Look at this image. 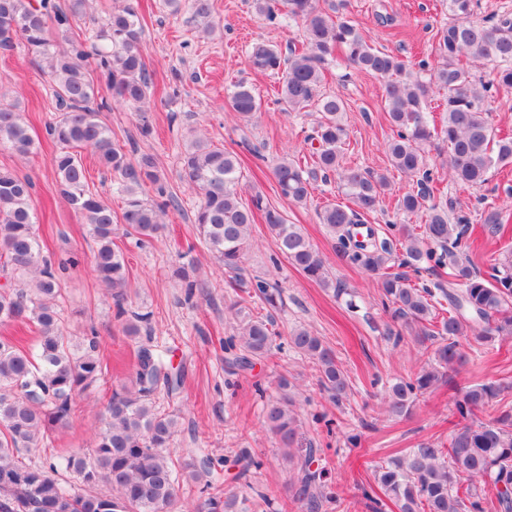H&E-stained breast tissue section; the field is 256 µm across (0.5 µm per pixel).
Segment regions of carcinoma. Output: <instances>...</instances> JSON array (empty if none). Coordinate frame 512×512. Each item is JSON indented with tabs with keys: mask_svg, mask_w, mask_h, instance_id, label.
I'll return each instance as SVG.
<instances>
[{
	"mask_svg": "<svg viewBox=\"0 0 512 512\" xmlns=\"http://www.w3.org/2000/svg\"><path fill=\"white\" fill-rule=\"evenodd\" d=\"M449 21L436 29L431 56L418 61L375 47L348 10L347 0H252L256 16L271 25L300 31L288 55L265 42L246 51L245 64L253 71L279 76L280 103L286 112L309 107L320 113L309 140L317 143L312 165L281 157L273 175L281 195L294 203L310 196L312 182L338 176V190L348 203H330L318 213L336 251L351 264L379 276L380 288L391 311L388 334L397 338L405 329L429 343L431 362L419 372L399 377L387 388L388 412L403 417L416 400L441 382H449L466 358L458 337L472 335L479 345L512 337V247H505L490 271L483 274L464 252L470 249L465 215L448 218V205L430 202L432 170L425 166V148L440 140L448 145V175L453 182L483 186L492 174L512 168V136H501L489 120L492 104L512 102V16L493 14L471 20L478 0H445ZM171 15L190 7L198 31L214 30L213 0H163ZM87 0H0V50L19 44L46 63L58 115L46 127L57 146L51 165L60 193L86 220L95 243L93 267L111 292L115 318L127 333L146 342L139 345L130 383L112 390L102 427L91 448L51 453L41 464L24 453L47 447L51 435L70 421L79 393L97 385L107 368L99 356L95 329L76 343L65 336L60 312L61 277L35 234L33 181L12 170L0 169V270L9 274L0 285V323L34 328V348L16 345L0 336V512H236V497L224 494V459L204 454L175 465L164 449L178 431L179 416L161 410L156 394L179 393L182 371L152 345L149 313L126 307L128 267L124 253L114 248L116 224L112 207L86 183L81 151L89 152L115 175L123 197L122 223L127 234L142 245L163 227V217L179 207L177 195L151 154L134 157L112 141L111 128L101 120L107 102L98 100L106 87L112 98L141 113L140 134H153L147 112L152 74L145 60L143 24L135 0L112 9L86 39L74 36L58 48L47 33H63L85 19ZM343 56L355 71L383 80L382 104L393 130L387 145L392 168L416 179L417 190L403 193L398 210L421 221L420 232L402 227L393 237L370 233L358 239L355 226L377 212L388 175L344 167L341 158L347 131L342 123L346 102L325 90V72ZM489 65L492 77L478 79L472 68ZM232 111L251 119L261 110V98L245 81L232 85L227 95ZM0 147L19 156L33 153L34 141L17 105L0 94ZM179 178L199 196L193 224L199 239L224 270H242L249 248L250 227L260 219L274 237L282 255L309 279L325 288L336 286L321 253L296 224L256 193L242 202L241 162L221 147L192 137L181 155ZM153 195H143L144 187ZM484 228L496 234L503 211L490 206ZM448 270V285L414 283L409 273ZM188 262L175 271L187 298L202 289L191 276ZM233 286L248 289L263 305L277 310L281 292L263 280L234 279ZM235 334L224 338V351L233 353L239 370L253 367L252 359L273 349L271 321L253 317L240 307ZM288 344L309 360L320 389L335 405L347 397V372L335 352L304 327L288 336ZM279 399L264 407V422L284 448L297 459L293 498L307 512H319L338 502L325 484V468H313L322 449L298 447L299 424L291 409L288 380L279 382ZM504 387L475 383L465 387L455 403L458 425L448 447L427 444L390 458L376 470L380 493L363 490L371 512H383L386 502L399 512H487V502L475 484L494 485L501 512H512V410L481 420ZM72 474L77 482L62 478ZM205 479L207 497L193 508L179 503L180 485ZM101 483L111 493L98 491Z\"/></svg>",
	"mask_w": 512,
	"mask_h": 512,
	"instance_id": "carcinoma-1",
	"label": "carcinoma"
}]
</instances>
